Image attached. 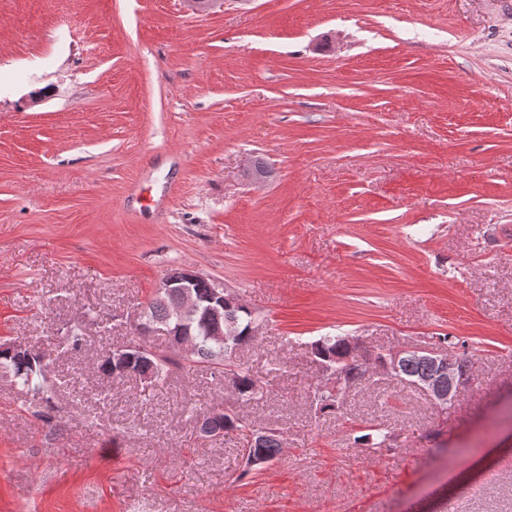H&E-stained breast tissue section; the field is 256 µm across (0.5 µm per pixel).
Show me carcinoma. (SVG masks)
I'll return each instance as SVG.
<instances>
[{"label":"carcinoma","mask_w":512,"mask_h":512,"mask_svg":"<svg viewBox=\"0 0 512 512\" xmlns=\"http://www.w3.org/2000/svg\"><path fill=\"white\" fill-rule=\"evenodd\" d=\"M178 297L167 298L160 303L148 300L145 309L147 319L161 326H172L175 323V309ZM254 321L252 312L247 309L221 311L217 315L205 318L196 323L192 330L191 352L177 355L170 349L160 350L148 344V337L135 335L138 343L145 345L146 351L128 349L121 355H108L101 360L99 371L107 378L134 375L147 384L164 380L175 371L194 372L204 368L212 375L224 379V383L233 389L237 398L245 403L256 401L263 395L266 386L252 371L234 361V354L240 347L255 340L249 334L250 324ZM233 329L236 336L231 342L224 344L209 336L212 328ZM84 344L82 329L74 327L66 335L59 337L58 345H63L68 351H77ZM314 355L321 363L335 366L347 355L346 346L341 336H322L312 343ZM50 368L47 356L30 360L24 356L0 353V372L9 373L19 383L32 393L34 401L46 407L51 406V397L47 396L44 383ZM430 366L421 359L409 356L404 360L398 377L418 380L426 376ZM315 404L319 413L338 414L343 408V402L330 394L327 383L317 386ZM206 418L212 420L224 431H238L248 436L252 426L244 417L228 413L222 408L212 410ZM356 442L373 450L391 449L393 435L385 428H376L374 432L356 437ZM282 435L269 430V435L258 445H247L242 449L245 461L252 459L268 465L282 453Z\"/></svg>","instance_id":"cac0c4a2"}]
</instances>
